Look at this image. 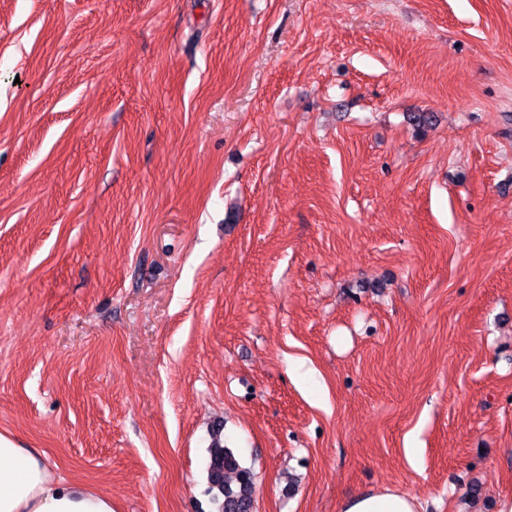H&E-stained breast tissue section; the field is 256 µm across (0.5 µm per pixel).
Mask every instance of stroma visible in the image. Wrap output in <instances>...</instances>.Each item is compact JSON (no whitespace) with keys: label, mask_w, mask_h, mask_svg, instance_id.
I'll return each mask as SVG.
<instances>
[{"label":"stroma","mask_w":512,"mask_h":512,"mask_svg":"<svg viewBox=\"0 0 512 512\" xmlns=\"http://www.w3.org/2000/svg\"><path fill=\"white\" fill-rule=\"evenodd\" d=\"M512 500V0H0V435L114 512ZM207 478L219 512H253L254 475L241 464L235 450L224 445L220 428L212 432ZM417 499L406 493L385 488L347 499L340 512H418Z\"/></svg>","instance_id":"1"}]
</instances>
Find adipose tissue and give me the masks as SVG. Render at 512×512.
I'll return each instance as SVG.
<instances>
[{"instance_id":"adipose-tissue-1","label":"adipose tissue","mask_w":512,"mask_h":512,"mask_svg":"<svg viewBox=\"0 0 512 512\" xmlns=\"http://www.w3.org/2000/svg\"><path fill=\"white\" fill-rule=\"evenodd\" d=\"M415 497L386 488L355 495L341 512H418ZM0 512H113L108 495L61 484L42 458L0 435Z\"/></svg>"}]
</instances>
